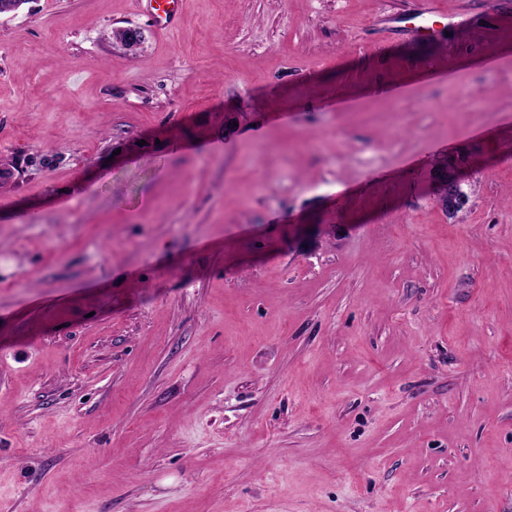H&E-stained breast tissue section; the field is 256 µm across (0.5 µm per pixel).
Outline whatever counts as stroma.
I'll return each instance as SVG.
<instances>
[{
    "mask_svg": "<svg viewBox=\"0 0 512 512\" xmlns=\"http://www.w3.org/2000/svg\"><path fill=\"white\" fill-rule=\"evenodd\" d=\"M439 2L0 17V512H512V0ZM155 18L159 31L168 32L173 29L172 22L183 9L184 0H145ZM438 201L444 209L456 211L461 204L464 193L457 180H444L439 190Z\"/></svg>",
    "mask_w": 512,
    "mask_h": 512,
    "instance_id": "1",
    "label": "stroma"
}]
</instances>
